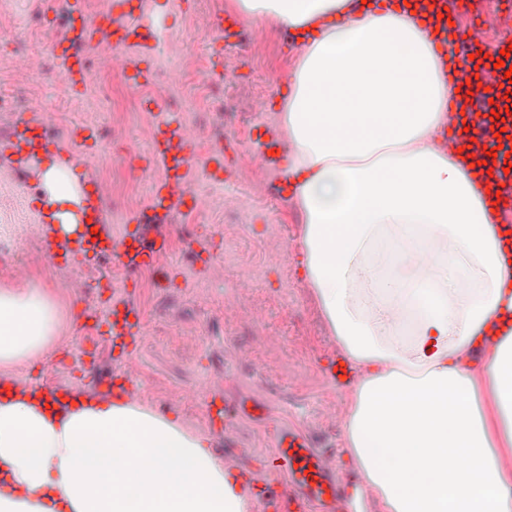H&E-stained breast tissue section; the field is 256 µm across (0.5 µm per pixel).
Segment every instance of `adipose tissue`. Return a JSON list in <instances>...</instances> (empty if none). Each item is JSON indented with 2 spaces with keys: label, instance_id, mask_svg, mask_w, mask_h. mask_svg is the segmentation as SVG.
Here are the masks:
<instances>
[{
  "label": "adipose tissue",
  "instance_id": "1",
  "mask_svg": "<svg viewBox=\"0 0 512 512\" xmlns=\"http://www.w3.org/2000/svg\"><path fill=\"white\" fill-rule=\"evenodd\" d=\"M300 33L274 103L284 185L302 213L298 267L358 370L345 453L384 512H512V341L475 366L473 339L512 282L467 153L439 149L457 68L404 0H234ZM34 200L71 204L43 158ZM57 306L0 289V368L49 352ZM211 438L173 415L86 393L0 398V512H248Z\"/></svg>",
  "mask_w": 512,
  "mask_h": 512
}]
</instances>
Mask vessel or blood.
Instances as JSON below:
<instances>
[{
	"instance_id": "1",
	"label": "vessel or blood",
	"mask_w": 512,
	"mask_h": 512,
	"mask_svg": "<svg viewBox=\"0 0 512 512\" xmlns=\"http://www.w3.org/2000/svg\"><path fill=\"white\" fill-rule=\"evenodd\" d=\"M177 0H111L101 15L89 16L82 0H69L66 26L50 46L49 51L62 65V92L81 91L88 79L87 63L90 49L111 46V61L134 84L148 80L149 72L141 63L153 55L155 47L144 33L160 24L162 18L177 8ZM512 45V39L484 42L478 38L463 41L464 54L481 53L491 59H504L502 67L482 68L479 76L481 91L460 96L458 107L466 119L474 120L471 132H464L462 123H455L444 141L445 146H461L465 137L475 138L477 146L493 148L491 159L492 191L501 195L496 209L502 216L498 225L500 250L512 257V115L496 119L485 112L486 104L502 108L501 86L505 69L512 58H502V49ZM165 96H156L154 105L160 119L152 143V157L161 162L166 174L157 179L147 201L127 220L120 236H112L105 221V190L95 185L93 191L79 190L73 196L67 223L76 225L74 242L63 250V257L85 255L99 260L114 257L130 273L156 265L167 251L171 237V217L192 206L207 205L204 196L193 192L196 177L192 164L197 143L193 129L165 110ZM506 139H498L499 131ZM13 149L36 160L39 151L50 149L55 141L48 134L44 116L36 115L16 124L11 130ZM108 334L112 345L120 352L137 347L143 339L144 326L139 311L124 300H115L108 307ZM512 339V288L503 295L500 307L484 326L476 349L486 353L504 341ZM112 389L128 399H136L138 388L132 368L117 371L112 377ZM268 408L257 400L225 398L211 401L208 416L212 423L227 424L233 417L249 415L265 418ZM275 453L264 468L243 464L237 469L242 489L263 512H345L343 486L336 476L331 458L313 448L308 436L295 429L279 428L274 432Z\"/></svg>"
}]
</instances>
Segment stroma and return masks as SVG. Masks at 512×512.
Listing matches in <instances>:
<instances>
[{
	"mask_svg": "<svg viewBox=\"0 0 512 512\" xmlns=\"http://www.w3.org/2000/svg\"><path fill=\"white\" fill-rule=\"evenodd\" d=\"M66 10V0H55L50 8L43 0H0V90L22 102L21 107L0 110V151L12 126L31 112L58 109L59 119L49 132L68 153L75 150L68 138L71 125L95 123L97 150L78 156L75 175L116 180L119 189L109 200L108 228L119 234L125 217L145 203L157 179L149 119L153 85L161 82L168 111L182 116L197 133L194 191H221L235 204L220 215L190 209L175 214L177 230L170 248L148 275L130 276L114 258L79 266L102 303L112 289L132 283L128 299L144 316V338L125 358L117 356L108 339L80 329L82 295L58 290L64 268L56 265L50 251L36 253V272L28 285L51 291L63 327L52 350L15 368V376L41 386L102 390L106 378L131 360L139 367L143 404L206 432L225 463L264 466L275 451V428L296 427L314 447L330 453L348 491L349 512H381L377 501L360 496V479L344 460L343 421L352 388L333 384L326 376L327 362L337 349L310 287L297 272L302 216L287 200L273 198L268 174L250 158L265 127L278 125L275 111L261 116L252 104L259 97L274 101L279 77L295 61L281 43L280 29L267 26L264 40L255 43L248 36L254 28L249 22L245 36L234 45H222L197 27L195 16L233 12V0H189L188 8L166 19L167 38L158 42L156 57L147 64L151 85L126 91V79L116 71L107 78H91L84 91L64 100L51 77L55 60L49 46L63 31ZM205 54L214 70L223 72L222 86H207L195 71L197 58ZM118 123L124 135L116 139L112 128ZM228 139L236 140L240 151L226 161L220 148ZM34 183L25 165H0V225L18 227L38 220L30 202ZM206 224L220 237L223 265L204 258L198 247L199 229ZM273 235L286 239L283 255L267 251ZM244 287L252 291L250 300L225 318V301ZM198 389L263 401L270 417L241 416L230 427L211 426L204 405L184 399L186 391Z\"/></svg>",
	"mask_w": 512,
	"mask_h": 512,
	"instance_id": "1",
	"label": "stroma"
}]
</instances>
